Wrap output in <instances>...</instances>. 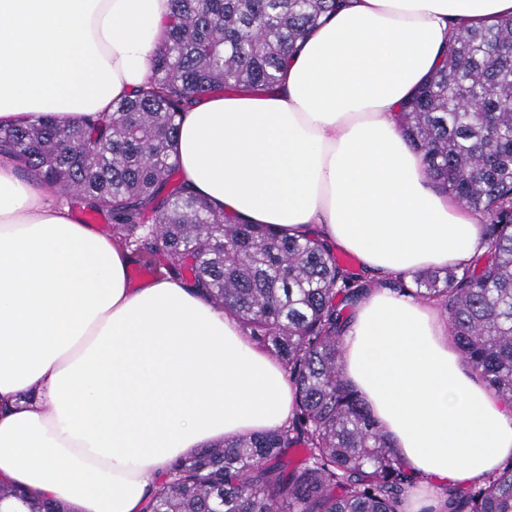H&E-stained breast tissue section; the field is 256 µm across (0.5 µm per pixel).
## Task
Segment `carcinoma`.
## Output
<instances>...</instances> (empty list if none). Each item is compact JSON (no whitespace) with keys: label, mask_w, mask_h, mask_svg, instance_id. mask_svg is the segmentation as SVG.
I'll list each match as a JSON object with an SVG mask.
<instances>
[{"label":"carcinoma","mask_w":512,"mask_h":512,"mask_svg":"<svg viewBox=\"0 0 512 512\" xmlns=\"http://www.w3.org/2000/svg\"><path fill=\"white\" fill-rule=\"evenodd\" d=\"M171 2L135 98L84 120L46 114L0 128V156L20 175L108 216L122 246L162 257L148 262L154 273L188 275L295 387L287 424L177 459L142 512H403L419 479L344 376V309L374 288L434 303L462 360L512 403V18L456 33L398 114L435 186L484 216L486 251L473 266L376 281L317 238L244 224L181 182L169 187L180 173L179 114L206 93L274 89L336 0ZM9 497L30 512H67L0 485V500ZM421 512H512V461L481 484L443 489L438 510Z\"/></svg>","instance_id":"1"}]
</instances>
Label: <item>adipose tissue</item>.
<instances>
[{
	"label": "adipose tissue",
	"mask_w": 512,
	"mask_h": 512,
	"mask_svg": "<svg viewBox=\"0 0 512 512\" xmlns=\"http://www.w3.org/2000/svg\"><path fill=\"white\" fill-rule=\"evenodd\" d=\"M271 91L178 120L191 192L248 224L318 237L381 280L468 264L478 216L438 192L395 116L460 29L512 0H341ZM171 0H0V127L108 113L147 81ZM131 255L0 157V483L70 512H140L208 445L283 426L294 390L180 279L129 285ZM344 372L410 474L483 482L512 460V406L466 371L432 304L376 288Z\"/></svg>",
	"instance_id": "ef3b65f1"
}]
</instances>
